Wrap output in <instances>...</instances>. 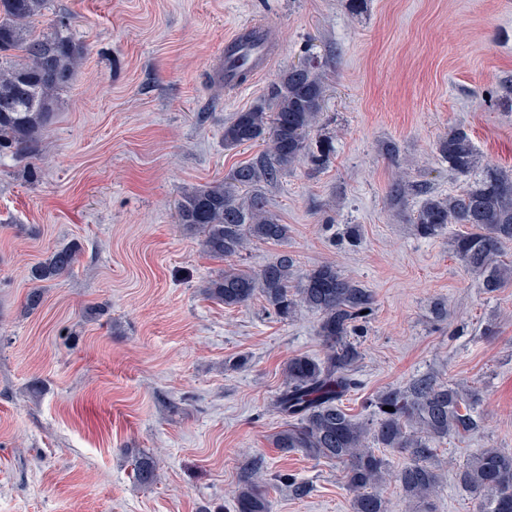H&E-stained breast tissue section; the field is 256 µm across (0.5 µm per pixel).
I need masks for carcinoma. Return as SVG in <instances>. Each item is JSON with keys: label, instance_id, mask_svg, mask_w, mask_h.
I'll use <instances>...</instances> for the list:
<instances>
[{"label": "carcinoma", "instance_id": "obj_1", "mask_svg": "<svg viewBox=\"0 0 512 512\" xmlns=\"http://www.w3.org/2000/svg\"><path fill=\"white\" fill-rule=\"evenodd\" d=\"M48 0H0V159L35 156L53 125L61 92L88 54L63 19L37 32L31 23L45 16ZM310 58L286 71L268 98L236 113L224 126L227 147L268 140L270 147L239 166L224 182L183 194L177 205L178 223L201 234L204 252L224 259L251 242L276 243L288 238L289 226L268 209L262 185L278 182L284 167L310 160L317 168L330 160L328 145L312 147L325 96ZM448 168L472 176L459 194L439 197L425 184L396 182L390 189L393 207L408 195L422 197L412 224L421 238L441 234L449 224L469 230L453 240V253L481 278L493 293L512 280V261L502 259L512 246V173L481 166L469 135L448 133L437 143ZM78 249L50 253L31 270L35 286L28 293L27 311L42 302L46 282L67 275ZM202 293L228 307H239L260 296L281 319L301 308L319 317L318 336L324 346L320 359L299 355L283 368L284 385L275 409L286 420L273 438L283 451H300L344 465L345 483L353 493L351 512H386L382 490L389 461L378 453L386 448L407 457L397 480L411 512H436L442 484L432 466L435 445L449 436H466L480 429L475 414L478 390L461 383L439 384L434 376L417 374L404 387L379 393L369 403L371 422L355 420L339 405L341 397L360 386L356 370L362 358L359 337L374 311L375 295L362 282L322 263L295 280V259L280 254L259 271L229 268L205 282ZM392 410L386 411L384 407ZM262 464L243 467L235 491L237 512H270ZM155 461L145 453L136 458L137 477L153 478ZM457 481L475 502V512H512V452L482 448L457 471Z\"/></svg>", "mask_w": 512, "mask_h": 512}]
</instances>
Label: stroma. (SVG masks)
Here are the masks:
<instances>
[{
	"mask_svg": "<svg viewBox=\"0 0 512 512\" xmlns=\"http://www.w3.org/2000/svg\"><path fill=\"white\" fill-rule=\"evenodd\" d=\"M61 15L89 52L39 158L0 162V512H236L255 458L271 512H351L342 465L272 445L285 362L323 355L317 314L286 321L262 298L232 308L201 292L284 252L296 276L331 262L375 294L348 414L367 419L370 399L420 373L479 390L480 431L435 457L438 512H473L456 468L479 448L512 451V283L484 293L453 254L465 225L419 238L417 197L398 212L389 191L403 177L465 188L436 151L458 127L482 163L512 170V0H49L46 19ZM245 19L273 55L227 88L224 38ZM310 56L325 86L312 139L331 143L329 164H293L266 187L286 240L209 257L178 201L263 150L225 147L224 126ZM72 244V272L26 312L32 267ZM141 453L157 460L148 485ZM280 473L311 493L296 498Z\"/></svg>",
	"mask_w": 512,
	"mask_h": 512,
	"instance_id": "obj_1",
	"label": "stroma"
}]
</instances>
